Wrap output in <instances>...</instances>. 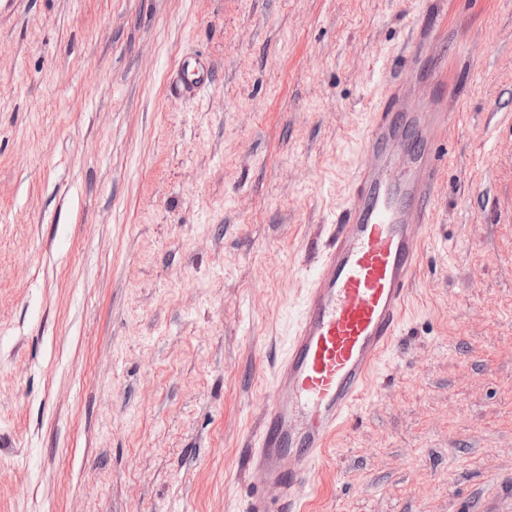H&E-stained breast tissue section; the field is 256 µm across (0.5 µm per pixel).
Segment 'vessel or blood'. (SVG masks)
<instances>
[{"label":"vessel or blood","mask_w":512,"mask_h":512,"mask_svg":"<svg viewBox=\"0 0 512 512\" xmlns=\"http://www.w3.org/2000/svg\"><path fill=\"white\" fill-rule=\"evenodd\" d=\"M432 114L378 113L331 239L317 261L287 353L273 373L253 466L281 489L270 509L255 495L248 512H298L328 438L353 415L375 364L398 335L412 274L424 249L439 162L428 143ZM299 464L282 467L285 450Z\"/></svg>","instance_id":"vessel-or-blood-1"}]
</instances>
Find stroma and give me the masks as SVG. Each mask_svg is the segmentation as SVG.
<instances>
[{
  "label": "stroma",
  "instance_id": "1",
  "mask_svg": "<svg viewBox=\"0 0 512 512\" xmlns=\"http://www.w3.org/2000/svg\"><path fill=\"white\" fill-rule=\"evenodd\" d=\"M440 112L402 331L311 512H512V0H0V512H246L391 96Z\"/></svg>",
  "mask_w": 512,
  "mask_h": 512
}]
</instances>
